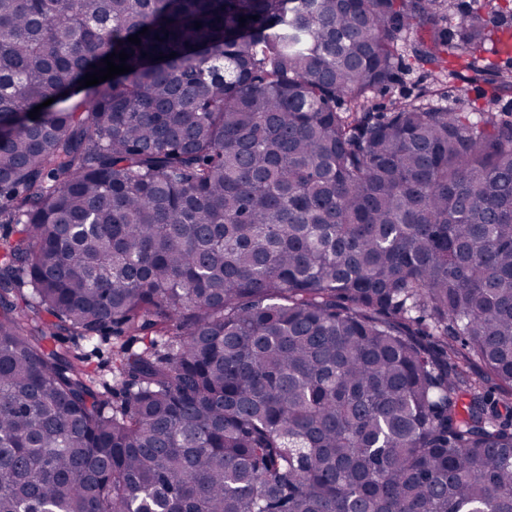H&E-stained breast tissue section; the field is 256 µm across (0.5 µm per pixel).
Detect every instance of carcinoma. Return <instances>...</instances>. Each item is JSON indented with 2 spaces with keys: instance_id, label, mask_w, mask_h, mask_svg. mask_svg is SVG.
I'll list each match as a JSON object with an SVG mask.
<instances>
[{
  "instance_id": "obj_1",
  "label": "carcinoma",
  "mask_w": 512,
  "mask_h": 512,
  "mask_svg": "<svg viewBox=\"0 0 512 512\" xmlns=\"http://www.w3.org/2000/svg\"><path fill=\"white\" fill-rule=\"evenodd\" d=\"M476 2L0 0V512H512V112L465 101L512 97V4ZM410 67L408 61H403L402 71L399 73V79L394 83L387 92L376 93L375 102L380 103L384 108L389 105V101L393 98L400 96L409 95L415 93V85L420 80L419 74L412 71V68L408 71L406 67ZM81 349L86 354L89 365L95 369L102 382L112 385L111 378V350L112 341L99 342L97 346L81 343Z\"/></svg>"
}]
</instances>
